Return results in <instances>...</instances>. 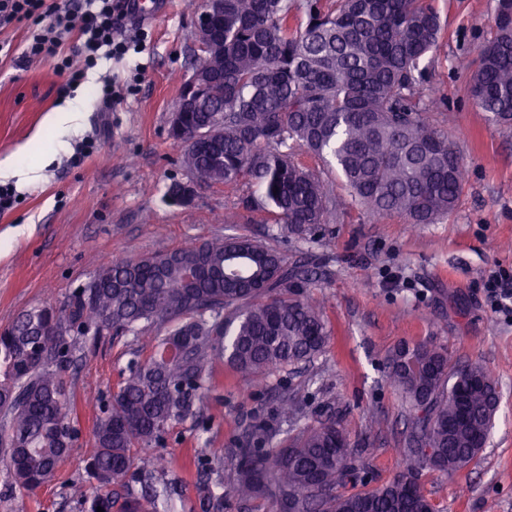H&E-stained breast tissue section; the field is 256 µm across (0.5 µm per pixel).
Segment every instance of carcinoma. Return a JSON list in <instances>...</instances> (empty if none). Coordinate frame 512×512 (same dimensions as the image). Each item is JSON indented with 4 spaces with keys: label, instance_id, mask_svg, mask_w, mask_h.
I'll return each mask as SVG.
<instances>
[{
    "label": "carcinoma",
    "instance_id": "obj_1",
    "mask_svg": "<svg viewBox=\"0 0 512 512\" xmlns=\"http://www.w3.org/2000/svg\"><path fill=\"white\" fill-rule=\"evenodd\" d=\"M306 22L289 25L293 11ZM223 45V76L206 81L189 131L206 141L184 148L183 164L206 184L257 189L239 198L302 238L324 235L345 202L326 179L294 160L302 149L336 167L351 202L379 215L431 224L452 212L462 192L463 158L432 121L436 105L420 88L425 58L441 22L431 0H224L212 20ZM488 117L512 124V23L496 27L479 53L469 90ZM316 273L288 263L266 241L228 235L147 257L103 265L62 308H33L0 329V460L14 484L35 490L52 482L76 438L63 381L73 361L69 333L94 338L155 336L150 356L131 362L93 430L87 471L91 490L75 495L90 512H112V486L134 466L137 449L164 442L172 425L193 414L222 360L262 379L271 370L309 361L327 347L331 329L311 297ZM411 352L425 372L399 366ZM388 377L410 413L400 453L406 472L367 491L363 465L332 408L271 446L264 419L238 441L233 480L218 483L213 512L224 502L263 501L266 512H433L417 483L419 470L448 475L475 461L494 425L500 396L481 366L457 369L448 349L402 345L388 359ZM297 423L295 398L272 411ZM120 512H167L151 475Z\"/></svg>",
    "mask_w": 512,
    "mask_h": 512
}]
</instances>
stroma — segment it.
<instances>
[{"label": "stroma", "mask_w": 512, "mask_h": 512, "mask_svg": "<svg viewBox=\"0 0 512 512\" xmlns=\"http://www.w3.org/2000/svg\"><path fill=\"white\" fill-rule=\"evenodd\" d=\"M159 18L125 19L126 37L143 35L139 51L100 60L77 88L53 61H22L27 28H0L15 56L0 59V160L51 136L50 113L78 101V127L46 167L8 177L17 199L0 214V328L32 308L62 306L110 257L166 252L185 241L224 235L266 237L288 261L305 260L319 277L333 334L311 362L256 384L225 364L221 388L208 390L194 413L173 426L165 445L140 450L167 457L159 482L171 484V512H203L207 483L232 479L237 440L268 416L278 395L297 396L303 420L332 406L352 444L367 459L368 488L405 469L406 404L386 377L401 344L447 348L456 367L479 364L494 376L500 406L480 457L453 475L424 468L419 484L435 512H512V318L494 312L483 287L489 270L512 268V126L488 120L469 97L478 51L494 37L498 0H432L442 23L437 50L425 61L422 87L441 102L432 119L447 132L466 170L455 210L433 224L375 215L348 204L337 173L328 180L346 205L319 239H301L276 224H253L238 205L240 189L195 182L168 135L170 113L194 60L195 15L167 0ZM122 90L105 109L106 80ZM193 184L190 205L164 199L170 183ZM147 339L92 335L75 339L66 375L78 438L56 479L34 491L16 488L0 464V512H85L74 487L86 480L100 406L116 389ZM224 451L206 470L193 457Z\"/></svg>", "instance_id": "stroma-1"}]
</instances>
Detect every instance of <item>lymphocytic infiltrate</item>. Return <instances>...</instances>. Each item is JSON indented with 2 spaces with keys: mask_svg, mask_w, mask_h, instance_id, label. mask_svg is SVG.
Returning <instances> with one entry per match:
<instances>
[{
  "mask_svg": "<svg viewBox=\"0 0 512 512\" xmlns=\"http://www.w3.org/2000/svg\"><path fill=\"white\" fill-rule=\"evenodd\" d=\"M132 0H0V27L30 28L25 58L51 59L68 86L80 85L89 69L100 59L125 55L128 43L122 37L121 23L132 14ZM77 35V53L83 59L73 67L63 46L70 35Z\"/></svg>",
  "mask_w": 512,
  "mask_h": 512,
  "instance_id": "lymphocytic-infiltrate-1",
  "label": "lymphocytic infiltrate"
}]
</instances>
